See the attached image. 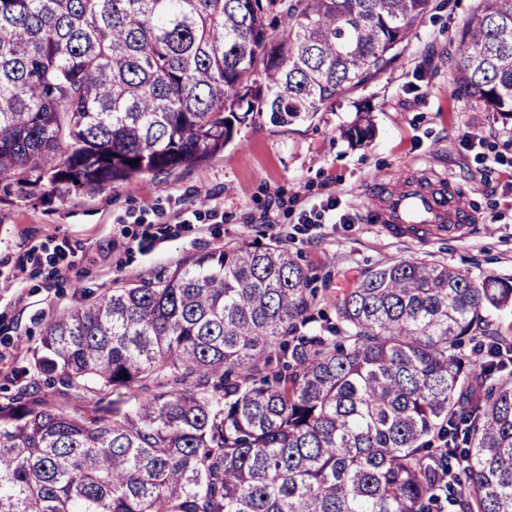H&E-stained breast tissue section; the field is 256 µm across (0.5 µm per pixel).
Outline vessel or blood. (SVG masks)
<instances>
[{"mask_svg":"<svg viewBox=\"0 0 512 512\" xmlns=\"http://www.w3.org/2000/svg\"><path fill=\"white\" fill-rule=\"evenodd\" d=\"M367 218L395 234L411 235L439 227L459 237L473 223L474 212L444 176L398 175L392 186L377 185L368 197Z\"/></svg>","mask_w":512,"mask_h":512,"instance_id":"vessel-or-blood-1","label":"vessel or blood"}]
</instances>
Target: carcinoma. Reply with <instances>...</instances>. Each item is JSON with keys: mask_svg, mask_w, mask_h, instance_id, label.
<instances>
[{"mask_svg": "<svg viewBox=\"0 0 512 512\" xmlns=\"http://www.w3.org/2000/svg\"><path fill=\"white\" fill-rule=\"evenodd\" d=\"M429 2L0 0L3 193L100 191L305 119ZM483 2L454 78L512 119V0ZM309 282L275 238L56 313L33 360L72 394L0 404V512H512V336L486 316L512 281L402 258L319 328Z\"/></svg>", "mask_w": 512, "mask_h": 512, "instance_id": "cac0c4a2", "label": "carcinoma"}]
</instances>
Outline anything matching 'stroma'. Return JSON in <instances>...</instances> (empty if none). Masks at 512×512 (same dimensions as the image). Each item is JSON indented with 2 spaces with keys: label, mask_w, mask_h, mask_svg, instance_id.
Listing matches in <instances>:
<instances>
[{
  "label": "stroma",
  "mask_w": 512,
  "mask_h": 512,
  "mask_svg": "<svg viewBox=\"0 0 512 512\" xmlns=\"http://www.w3.org/2000/svg\"><path fill=\"white\" fill-rule=\"evenodd\" d=\"M482 0H431L386 70L287 126L238 125L204 162L148 172L67 198L0 193V397L43 383L32 350L57 311L167 275L182 260L241 241L282 240L313 278L320 306L372 268L403 257L512 280V119L459 92L448 57ZM369 120L370 139L344 132ZM446 174L475 210L461 237H393L368 223L375 179Z\"/></svg>",
  "instance_id": "obj_1"
}]
</instances>
